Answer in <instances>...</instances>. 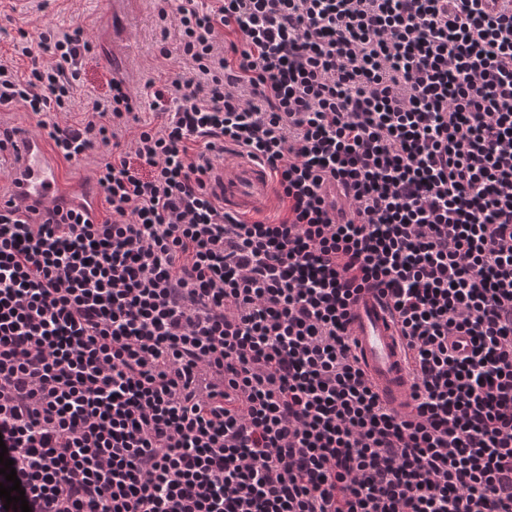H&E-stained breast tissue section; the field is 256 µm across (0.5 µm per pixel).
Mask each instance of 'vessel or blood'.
Returning a JSON list of instances; mask_svg holds the SVG:
<instances>
[{
	"instance_id": "b4317fda",
	"label": "vessel or blood",
	"mask_w": 512,
	"mask_h": 512,
	"mask_svg": "<svg viewBox=\"0 0 512 512\" xmlns=\"http://www.w3.org/2000/svg\"><path fill=\"white\" fill-rule=\"evenodd\" d=\"M23 156L13 171L17 198L44 207L66 193L56 157L44 141L35 136L18 139ZM214 191L223 198L224 208L233 213L266 211L273 199L268 169L240 157L225 163ZM353 349L360 365L384 402L404 408L410 400L409 360L396 320L385 299L373 290H362L353 305L350 322Z\"/></svg>"
}]
</instances>
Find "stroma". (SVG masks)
Instances as JSON below:
<instances>
[{"instance_id": "obj_1", "label": "stroma", "mask_w": 512, "mask_h": 512, "mask_svg": "<svg viewBox=\"0 0 512 512\" xmlns=\"http://www.w3.org/2000/svg\"><path fill=\"white\" fill-rule=\"evenodd\" d=\"M160 0H134L120 15H113L107 0H0V28L8 37L0 38V62L17 64L9 36L17 30L39 33L45 26L65 29L82 25L96 46V55L82 69L77 99L86 94L107 91L112 67L104 60L112 51V29H124V57L121 75L139 104V118L156 122L151 108L147 80L161 83L175 75L191 76V67L183 60L176 36L162 37L158 17Z\"/></svg>"}]
</instances>
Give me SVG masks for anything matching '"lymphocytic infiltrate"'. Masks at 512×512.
Wrapping results in <instances>:
<instances>
[{
  "instance_id": "f902f5d3",
  "label": "lymphocytic infiltrate",
  "mask_w": 512,
  "mask_h": 512,
  "mask_svg": "<svg viewBox=\"0 0 512 512\" xmlns=\"http://www.w3.org/2000/svg\"><path fill=\"white\" fill-rule=\"evenodd\" d=\"M194 76L70 111L82 26L20 37L23 105L109 215L0 209V440L30 512H512V0H166ZM278 221L225 212L226 150ZM391 305L411 401L354 353ZM353 349L382 400L399 409L410 402L409 360L396 320L378 292L362 290L350 322Z\"/></svg>"
}]
</instances>
